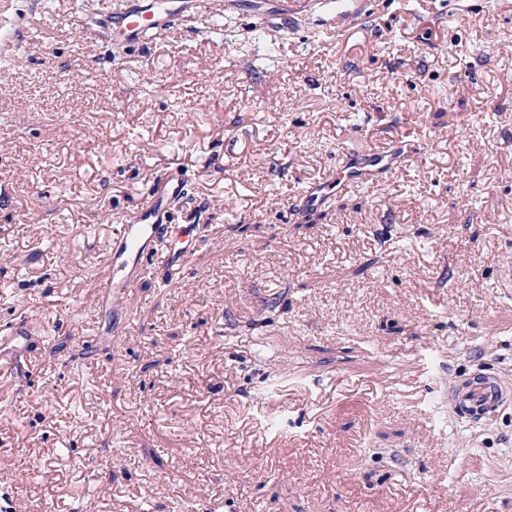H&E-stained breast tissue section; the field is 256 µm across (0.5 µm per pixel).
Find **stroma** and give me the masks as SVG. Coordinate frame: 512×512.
Instances as JSON below:
<instances>
[{
	"instance_id": "stroma-1",
	"label": "stroma",
	"mask_w": 512,
	"mask_h": 512,
	"mask_svg": "<svg viewBox=\"0 0 512 512\" xmlns=\"http://www.w3.org/2000/svg\"><path fill=\"white\" fill-rule=\"evenodd\" d=\"M197 0H0V489L16 512H512V0H367L355 25ZM397 168L299 211L349 157ZM196 227L129 312L95 296L163 169ZM121 357H114V350ZM113 37L120 43L144 44L147 34H160L179 14L191 15L194 0H125ZM512 401V389L495 374L475 372L448 385V410L456 419L482 424Z\"/></svg>"
}]
</instances>
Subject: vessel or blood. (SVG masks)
Instances as JSON below:
<instances>
[{
    "mask_svg": "<svg viewBox=\"0 0 512 512\" xmlns=\"http://www.w3.org/2000/svg\"><path fill=\"white\" fill-rule=\"evenodd\" d=\"M195 0H125L120 19L113 30L116 41L139 44L148 33H162L179 14L191 15ZM406 153L397 145L371 152L365 166L350 165L335 182L310 186L304 195L305 205L325 203L334 187L373 177L376 171L400 165ZM184 194V178L175 167L166 168L147 204L123 225L109 250L106 270L100 278L96 300L98 306L127 308L131 303L137 280L154 257L180 267L187 254L184 249L163 248L165 237L185 235V228L172 225L173 206ZM512 402V387L497 375L475 372L454 379L448 386V410L454 418L472 424L484 423L505 404Z\"/></svg>",
    "mask_w": 512,
    "mask_h": 512,
    "instance_id": "vessel-or-blood-1",
    "label": "vessel or blood"
}]
</instances>
